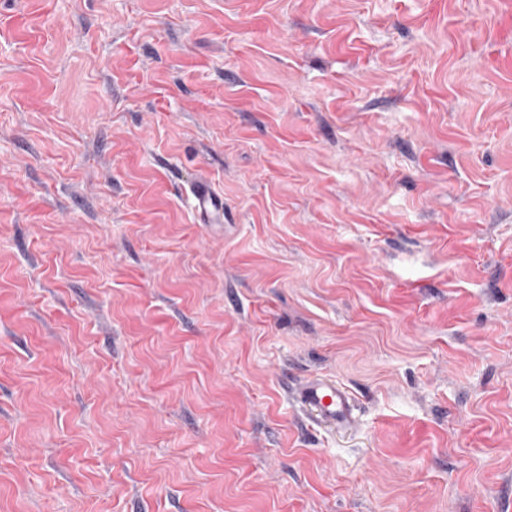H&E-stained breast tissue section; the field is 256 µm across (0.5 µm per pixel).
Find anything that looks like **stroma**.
<instances>
[{"label": "stroma", "mask_w": 512, "mask_h": 512, "mask_svg": "<svg viewBox=\"0 0 512 512\" xmlns=\"http://www.w3.org/2000/svg\"><path fill=\"white\" fill-rule=\"evenodd\" d=\"M0 512H512V0H0ZM191 194L195 199L196 210L201 214H207L217 210V206L220 204L219 198L213 193V191L204 184H195L191 188ZM299 406L312 411L334 428L349 426L355 419L349 393L331 379L314 378L298 391Z\"/></svg>", "instance_id": "obj_1"}]
</instances>
